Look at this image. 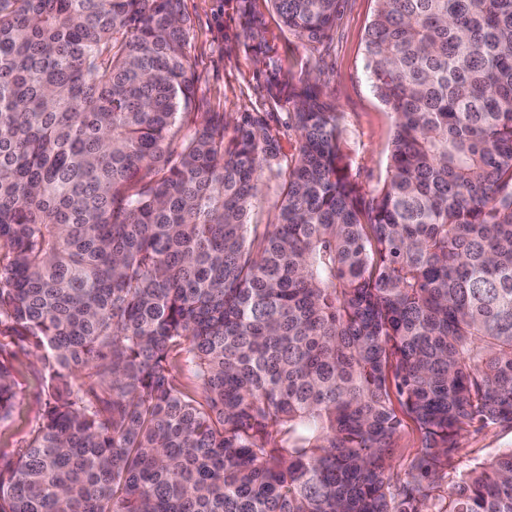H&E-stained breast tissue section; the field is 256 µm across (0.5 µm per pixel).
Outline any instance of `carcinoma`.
Instances as JSON below:
<instances>
[{"label": "carcinoma", "mask_w": 512, "mask_h": 512, "mask_svg": "<svg viewBox=\"0 0 512 512\" xmlns=\"http://www.w3.org/2000/svg\"><path fill=\"white\" fill-rule=\"evenodd\" d=\"M269 2L333 40L340 0ZM375 2L395 132L369 196L314 83L290 157L268 112L229 139L190 113L180 0H0V328L48 394L0 512H512V448L446 502L423 486L467 427L512 424V0ZM14 398L1 357L0 420ZM401 413L421 448L394 491ZM278 183V179L274 175L266 173L262 196L252 212L253 223L258 221L261 224H265L273 219L274 204L278 200L279 195Z\"/></svg>", "instance_id": "cac0c4a2"}]
</instances>
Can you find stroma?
Returning <instances> with one entry per match:
<instances>
[{
    "label": "stroma",
    "instance_id": "obj_1",
    "mask_svg": "<svg viewBox=\"0 0 512 512\" xmlns=\"http://www.w3.org/2000/svg\"><path fill=\"white\" fill-rule=\"evenodd\" d=\"M266 33L263 45L248 40L240 27L236 0H181L188 21L189 51L196 77V111L236 116L243 112L274 114L285 154L295 152L297 134L289 125L293 107L266 91L269 66L281 67L290 79L308 77L322 87L339 116L343 149L353 180L376 194L388 176L394 114L372 91L366 76L364 44L374 0H341L336 33L329 49L313 50L282 26L269 0H254ZM0 356L11 360L16 391L11 415L0 420V457L11 458L40 423L47 402L42 363L8 335H0ZM461 451L442 470L433 496H447L461 473L512 448V424L471 427L458 438ZM420 435L403 418L389 451L390 474L406 482Z\"/></svg>",
    "mask_w": 512,
    "mask_h": 512
}]
</instances>
